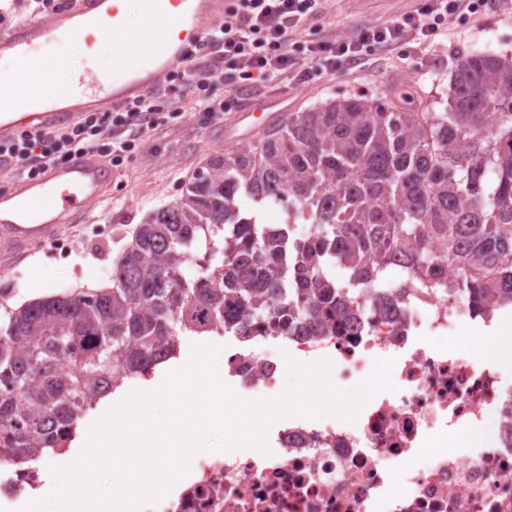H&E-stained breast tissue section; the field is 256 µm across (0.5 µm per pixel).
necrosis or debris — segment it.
Here are the masks:
<instances>
[{
    "mask_svg": "<svg viewBox=\"0 0 512 512\" xmlns=\"http://www.w3.org/2000/svg\"><path fill=\"white\" fill-rule=\"evenodd\" d=\"M511 312V301L481 313L417 288L388 312L332 317L324 335L293 330L288 346L329 352L341 381L369 379L377 360L393 359L395 390L373 394L352 421L288 422L269 452L198 458L178 489L139 512H512V383L489 355L438 344ZM224 369L247 394L278 391V349L225 352ZM450 430L467 432L471 453L417 464L426 442ZM44 482L40 469L1 460L0 507L27 506Z\"/></svg>",
    "mask_w": 512,
    "mask_h": 512,
    "instance_id": "necrosis-or-debris-1",
    "label": "necrosis or debris"
}]
</instances>
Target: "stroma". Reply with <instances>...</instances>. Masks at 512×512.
<instances>
[{"label": "stroma", "instance_id": "obj_1", "mask_svg": "<svg viewBox=\"0 0 512 512\" xmlns=\"http://www.w3.org/2000/svg\"><path fill=\"white\" fill-rule=\"evenodd\" d=\"M487 2L481 21L451 20L447 39L438 44L410 43L390 52L378 50L365 67L309 82L296 80L288 86L245 89L234 76L216 86L214 92L229 100L239 94L246 102L262 104L277 126L292 113L348 96L390 103L408 112H440L459 57L479 51L512 54V7L506 6L504 0ZM411 4L412 0H327L322 16L307 23L301 38L320 42L329 37H349L361 27L408 10ZM113 49V43L106 39L93 45L72 39L48 47V60L59 64L51 75L52 83H63L65 76L76 70L104 68ZM235 117L231 111L225 113L223 121L213 122L205 113L188 109L170 126L148 132L140 152L113 169L112 182L102 199L89 207L90 221L75 227L78 242L68 244L65 252L36 248L21 261L10 252H1L0 317L19 303L31 300L40 288L50 295L63 290L83 295L94 292L96 285L110 284L112 268L139 225L177 199L208 157L254 144L263 137L262 129L235 124ZM197 345L244 352L252 349L251 344L239 342L229 334L182 337L176 359L158 366L150 379L139 380L136 387H121L102 399L83 420L82 432L70 451L46 457L44 466L50 469L73 463L96 421L131 390L160 388L171 372L189 362Z\"/></svg>", "mask_w": 512, "mask_h": 512}]
</instances>
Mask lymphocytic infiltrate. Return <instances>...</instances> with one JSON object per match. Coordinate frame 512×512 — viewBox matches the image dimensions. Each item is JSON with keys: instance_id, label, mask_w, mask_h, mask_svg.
Returning a JSON list of instances; mask_svg holds the SVG:
<instances>
[{"instance_id": "obj_1", "label": "lymphocytic infiltrate", "mask_w": 512, "mask_h": 512, "mask_svg": "<svg viewBox=\"0 0 512 512\" xmlns=\"http://www.w3.org/2000/svg\"><path fill=\"white\" fill-rule=\"evenodd\" d=\"M325 0H228L225 16L202 43L187 53L183 66L168 72L143 98L105 112H87L77 121L32 127L0 140V167L38 177L75 156L91 154L121 166L135 154L146 133L167 126L175 110L171 93L180 90L193 111L223 117L227 104L215 95L225 70L252 84L288 79L303 66L328 73L339 65L364 66L369 52L444 36L448 17L477 14L485 0H421L413 9L381 24L359 29L344 40L300 45L297 37L309 19L321 16Z\"/></svg>"}]
</instances>
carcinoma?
<instances>
[{"mask_svg": "<svg viewBox=\"0 0 512 512\" xmlns=\"http://www.w3.org/2000/svg\"><path fill=\"white\" fill-rule=\"evenodd\" d=\"M247 196L254 212L241 213ZM285 222L260 223L267 207ZM304 221L306 236L292 226ZM454 273L446 281L443 267ZM386 288L512 299V56L456 64L443 112L362 97L295 112L215 156L141 225L112 288L31 301L0 321V459L62 447L88 401L219 329L242 342L371 303Z\"/></svg>", "mask_w": 512, "mask_h": 512, "instance_id": "cac0c4a2", "label": "carcinoma"}]
</instances>
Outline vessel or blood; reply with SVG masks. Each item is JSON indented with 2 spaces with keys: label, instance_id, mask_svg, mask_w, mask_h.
<instances>
[{
  "label": "vessel or blood",
  "instance_id": "vessel-or-blood-1",
  "mask_svg": "<svg viewBox=\"0 0 512 512\" xmlns=\"http://www.w3.org/2000/svg\"><path fill=\"white\" fill-rule=\"evenodd\" d=\"M228 0H141L161 33L163 52L130 42L123 27L122 0H77L49 21L30 20L0 38V57L32 55L41 43L80 36L88 41L116 39L111 75L88 68L57 91L38 86L0 113V139L32 126H54L81 113L117 109L148 94L170 70L183 64L191 46L224 19ZM110 170L97 159L79 155L49 168L38 178L0 185V246L23 256L29 246L55 236L86 213L110 181Z\"/></svg>",
  "mask_w": 512,
  "mask_h": 512
}]
</instances>
